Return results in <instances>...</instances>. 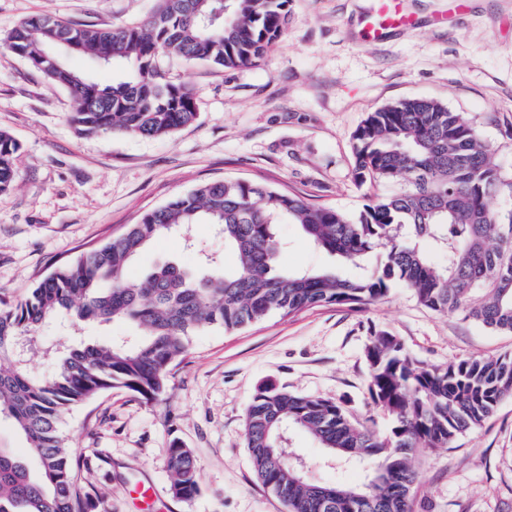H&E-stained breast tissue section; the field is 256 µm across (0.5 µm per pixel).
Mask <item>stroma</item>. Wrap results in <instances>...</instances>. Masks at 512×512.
<instances>
[{
	"instance_id": "obj_1",
	"label": "stroma",
	"mask_w": 512,
	"mask_h": 512,
	"mask_svg": "<svg viewBox=\"0 0 512 512\" xmlns=\"http://www.w3.org/2000/svg\"><path fill=\"white\" fill-rule=\"evenodd\" d=\"M155 0H0V129L20 144L13 187L0 194V300L14 304L63 262L101 244L146 211L198 183L232 177L273 185L306 202L359 213L396 185L357 184L353 134L367 113L411 97L440 101L472 122L512 173V0H404L412 28L366 39L362 19L373 0H289L288 26L252 67L186 66L167 56V80L197 94L198 118L163 139L130 134H80L73 100L24 58L6 48L7 33L35 14L109 27L137 22ZM279 265L302 270L329 256L282 225ZM236 255L211 224L158 237L133 267L198 264V250ZM398 336L428 366L512 354V333L421 306L397 286L359 309L318 306L278 315L235 333H195L183 361L155 401L124 388L98 394L66 411L60 427L81 463L80 477L98 491L100 512H139L132 493L153 488L167 512H287L254 478L245 445V411L257 388L343 404L359 420L387 430L390 418L370 399L364 350L371 334ZM121 323L52 322L39 345L108 342L128 336ZM191 448L200 494L173 497L167 450ZM307 479L359 482L363 467L328 457L306 433L288 440ZM415 512H512V398L450 448H424Z\"/></svg>"
}]
</instances>
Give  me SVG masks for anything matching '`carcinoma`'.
<instances>
[{"label":"carcinoma","instance_id":"cac0c4a2","mask_svg":"<svg viewBox=\"0 0 512 512\" xmlns=\"http://www.w3.org/2000/svg\"><path fill=\"white\" fill-rule=\"evenodd\" d=\"M288 23V0H156L143 21L99 28L60 16L32 15L12 30L8 48L33 63L58 37L76 40V53L122 70L105 85L72 70L64 55L42 71L66 88L71 121L81 134L124 133L162 138L198 117L187 84L164 80L157 58L224 69L258 65ZM19 143L0 131V193L11 189ZM355 180L401 185L377 196L357 215L318 208L263 183L224 178L145 213L122 233L60 264L17 304L0 301V417L25 438L40 469L0 448V512H90L93 486L78 480L63 438L62 414L100 392L126 388L148 400L166 393L171 369L185 357L191 336L218 326L226 333L292 316L324 304L365 306L395 284L441 313H461L483 326L512 333V208L493 201L512 196V174L462 115L436 100L406 98L367 115L354 134ZM215 224L238 263L224 269L212 254L195 270L173 263L132 276L137 256L160 235L193 224ZM294 224L338 265L301 272L278 266L279 226ZM443 256L435 260L419 241ZM384 254L365 274L377 248ZM67 317L73 323L124 322L139 334L110 343H65L53 351L54 370L39 377L19 342L34 350L36 331ZM368 392L392 420L381 433L354 419L339 403L260 387L245 414L244 436L256 480L287 512H414L420 448H447L480 427L512 397V355L466 358L429 367L413 359L385 330L365 347ZM307 432L336 459L364 466L366 482L342 485L346 497L303 479L283 455L282 428ZM171 491L187 501L200 492L191 449L167 448Z\"/></svg>","mask_w":512,"mask_h":512}]
</instances>
